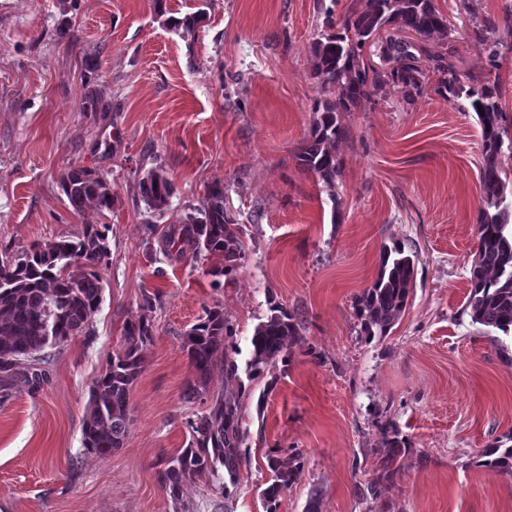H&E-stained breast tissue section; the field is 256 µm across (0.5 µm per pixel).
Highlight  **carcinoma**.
Returning a JSON list of instances; mask_svg holds the SVG:
<instances>
[{
	"label": "carcinoma",
	"mask_w": 512,
	"mask_h": 512,
	"mask_svg": "<svg viewBox=\"0 0 512 512\" xmlns=\"http://www.w3.org/2000/svg\"><path fill=\"white\" fill-rule=\"evenodd\" d=\"M410 30L421 39L409 42L398 36V32ZM496 30L497 23L488 18L472 29L486 42L492 65L500 55V43L492 38ZM450 35L448 17L435 8L433 0H365L364 6L350 8L338 23L333 12H327L325 29L314 42V75L326 95L315 103L309 134L296 158L323 181L331 200H336V178L341 172L339 145L350 136L342 113L389 83L400 89L406 103H414L430 80L428 74L448 73L450 47L445 41ZM366 45L375 48L385 64L393 62L395 66L378 70L365 63L362 50ZM434 91L450 102L466 100L481 131L483 206L476 224L478 246L465 312L473 323L512 337V188L501 177L498 165L502 150L512 151V140L503 138L504 112L493 87L475 89L446 77ZM61 187L77 213L88 207L110 210L115 202L110 183L90 168L69 169ZM139 192L148 208L163 210L176 189L162 166L156 165L140 179ZM108 230L106 224H86L74 239L34 243L15 258L0 259L1 382L21 375L36 391L48 379L45 366L50 364L51 354L47 349L60 348L77 337L93 339L92 319L103 292L99 269L110 259ZM161 242L166 253L174 249L180 256L220 259L207 271L216 288L221 286V278L232 276L246 260L240 228L225 206L224 186L219 182L209 187L197 213L187 214L181 223L170 227ZM415 269L416 261L405 246L383 249L377 278L355 300L365 341L389 335L405 313ZM270 311L254 328L251 356L245 364L249 381L266 380L258 398L260 410L274 388L279 364L287 363L291 346L303 340L306 328L305 319L297 313L278 305ZM152 337V323L144 316L124 324L120 348L107 355L105 367L93 381L83 423V453L108 456L123 446L132 423L129 392L144 371L143 350ZM231 337L230 323L219 306L205 310L183 337V350L195 375L185 400L205 399L218 361L224 363V384L237 383L238 395H218L205 412L189 419L188 446L169 457L164 470L158 472L162 485L179 503L189 501L188 489L198 481H206L226 499L240 484L249 429L243 426L241 402L246 388L239 365L226 347ZM509 441V446L498 440L488 448L483 453L484 466L512 476V436ZM400 453L401 441L396 438L376 450L375 477L358 488L362 498L375 495L377 487L393 479ZM268 467L272 476L263 497L266 512H277L281 494L294 483L299 467L287 465L273 454L268 456Z\"/></svg>",
	"instance_id": "carcinoma-1"
}]
</instances>
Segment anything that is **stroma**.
I'll return each mask as SVG.
<instances>
[{"instance_id":"stroma-1","label":"stroma","mask_w":512,"mask_h":512,"mask_svg":"<svg viewBox=\"0 0 512 512\" xmlns=\"http://www.w3.org/2000/svg\"><path fill=\"white\" fill-rule=\"evenodd\" d=\"M355 0H0V256L109 225L110 260L95 340L58 349L49 381L0 383V512H265L267 456H300L278 512H512V477L482 451L512 436V361L463 309L477 249L483 162L475 113L426 87L415 104L386 86L343 113L335 196L296 152L323 96L313 43L327 9ZM453 30L449 61L461 82L499 90L512 137V30L489 64L472 18L434 0ZM200 16L195 39L168 18ZM93 92L96 110L83 107ZM162 164L177 188L167 209L139 193ZM101 172L111 210L75 214L60 178ZM224 186L246 261L213 287V260L164 254L169 225ZM412 246L416 287L389 336L365 341L354 301L377 277L383 246ZM221 306L238 364L271 306L306 319L301 343L265 405L244 400L247 466L230 497L200 484L190 509L158 480L187 446L185 391L194 378L184 333ZM147 317L153 340L133 384L122 448L84 454L92 383L124 323ZM405 440L398 472L363 500L386 439Z\"/></svg>"}]
</instances>
